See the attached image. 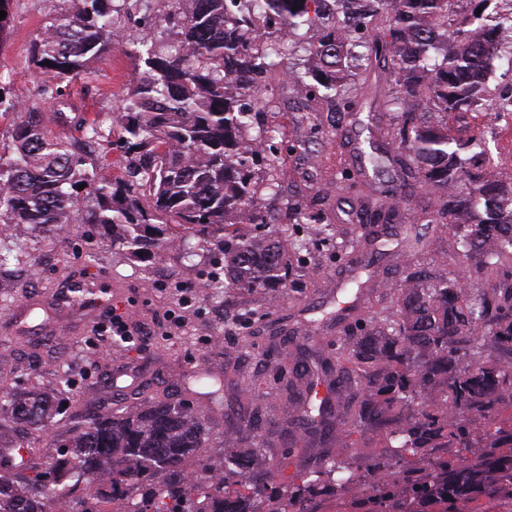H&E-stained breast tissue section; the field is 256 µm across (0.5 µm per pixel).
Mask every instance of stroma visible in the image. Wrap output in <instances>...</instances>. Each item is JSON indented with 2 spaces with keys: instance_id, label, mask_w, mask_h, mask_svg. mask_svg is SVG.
Masks as SVG:
<instances>
[{
  "instance_id": "stroma-1",
  "label": "stroma",
  "mask_w": 512,
  "mask_h": 512,
  "mask_svg": "<svg viewBox=\"0 0 512 512\" xmlns=\"http://www.w3.org/2000/svg\"><path fill=\"white\" fill-rule=\"evenodd\" d=\"M66 8L65 0H11L4 33L0 34V97L23 105L42 106L39 89L43 75L31 62V48L45 23ZM135 72L134 59L113 49L93 59L87 71L62 84L65 98L81 106L86 117L117 108ZM276 111L268 113L269 126L280 128L285 139H300L302 151L287 158L284 191L298 199L330 191L336 172L360 169L359 147L370 137L367 126L346 120L337 132H317L299 123L303 100L280 84ZM463 132H482L499 163L497 176H512V126L483 112H464L454 121ZM27 246L17 251L14 236L0 234V367L11 369L27 388L50 394L60 409L55 417L57 435L66 436L76 420L77 403L112 399L113 364L136 366L139 383L121 395L135 407L152 393H179L186 378L203 369L214 375L238 363L258 369L257 360L242 356L234 339L224 333V317L237 313L241 303H225L212 294L205 274L210 254L189 237L167 248L161 259L130 262L115 255L106 238L86 242L81 235L54 229L30 230ZM312 282L297 294L264 303L267 322L281 331L283 347L302 340L304 323L317 318L319 308L336 300V288L351 261L349 253L329 248ZM80 278L98 284L108 306L86 310L70 302L66 285ZM192 293L191 307L178 305L182 291ZM125 311L141 334L139 343L103 346L93 332L111 308ZM184 321L174 325L173 311ZM49 343L54 355L34 359L35 345ZM66 367L70 386L56 391L59 367Z\"/></svg>"
}]
</instances>
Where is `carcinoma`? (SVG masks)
Returning a JSON list of instances; mask_svg holds the SVG:
<instances>
[{
  "label": "carcinoma",
  "instance_id": "cac0c4a2",
  "mask_svg": "<svg viewBox=\"0 0 512 512\" xmlns=\"http://www.w3.org/2000/svg\"><path fill=\"white\" fill-rule=\"evenodd\" d=\"M66 2L34 44L32 63L46 76L40 95L55 118L82 136L51 135L40 108L8 105L20 117L14 152L0 157L1 225L87 224L142 262L179 229L222 249L224 270L209 271L208 287L224 298L288 292L312 268L292 259L308 250L299 228L321 242L333 237L318 195L284 203L282 241L260 232L258 200L279 192L286 155L304 146L265 124L277 107L273 69L301 53L307 71L285 72L288 91L329 113L332 129L357 109L356 83L388 65L375 82L386 85L393 121L378 128L381 152L370 163L389 164L397 179L361 189L350 172L336 174V192L353 196L360 215L348 281L360 303L320 319L336 327V341L307 335L288 353L238 333L263 376L234 365L222 381L206 372L194 379L224 383L244 400L237 416L224 417V484L202 508L187 507L199 487L184 463L207 447L217 412L194 401L191 387L133 412L91 403L59 437L46 424L47 395H20L18 381L0 371V450L17 457L21 444L7 439L25 429L40 441L26 449L28 462L0 464L4 507L51 512L65 497L71 512H84L83 496L100 495L110 512H315L318 501L365 479L331 455L290 476L267 467L257 430L278 406L299 413L296 430L278 439L286 456L305 434L347 448L379 435L383 450L368 470L380 480L365 495L373 512H403L408 500H512V424L500 419L512 408V177L487 173L483 138L463 137L448 121L460 112L512 113V88L489 86L493 57L512 45V0H175L164 35L149 33L131 49L138 64L122 104L92 119L61 84L101 53L127 49L117 14L140 0L117 10L112 0ZM103 142L120 152L119 177L98 176L106 155L93 157V146ZM414 192L428 201L407 224L400 207ZM420 222L453 231L466 278L432 256ZM404 254L416 257L404 287L375 291L378 262ZM319 380L334 384L327 401L298 399ZM471 448L485 452L469 458ZM105 462L112 484L104 486L97 475ZM130 484L140 499L129 506Z\"/></svg>",
  "mask_w": 512,
  "mask_h": 512
}]
</instances>
